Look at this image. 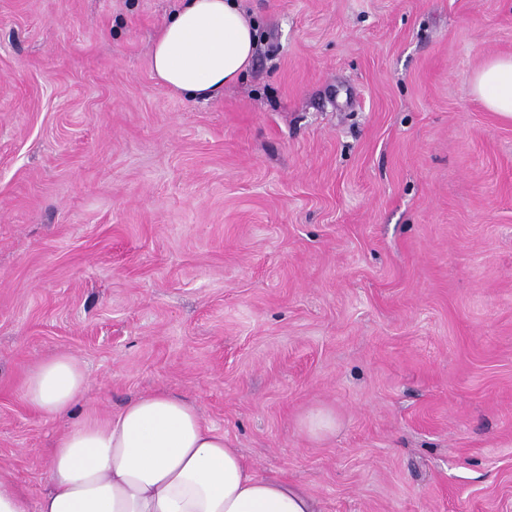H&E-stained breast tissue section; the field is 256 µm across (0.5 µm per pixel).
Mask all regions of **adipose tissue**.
<instances>
[{
	"label": "adipose tissue",
	"instance_id": "obj_1",
	"mask_svg": "<svg viewBox=\"0 0 512 512\" xmlns=\"http://www.w3.org/2000/svg\"><path fill=\"white\" fill-rule=\"evenodd\" d=\"M256 44V25L237 0H182L153 42L151 67L180 96L209 100L245 72ZM471 92L512 121V54L488 58ZM87 383L80 365L60 355L30 372L23 396L52 416L71 409ZM46 481L35 501L0 485V512H319L302 486L257 475L195 405L163 391L77 421L57 439Z\"/></svg>",
	"mask_w": 512,
	"mask_h": 512
}]
</instances>
